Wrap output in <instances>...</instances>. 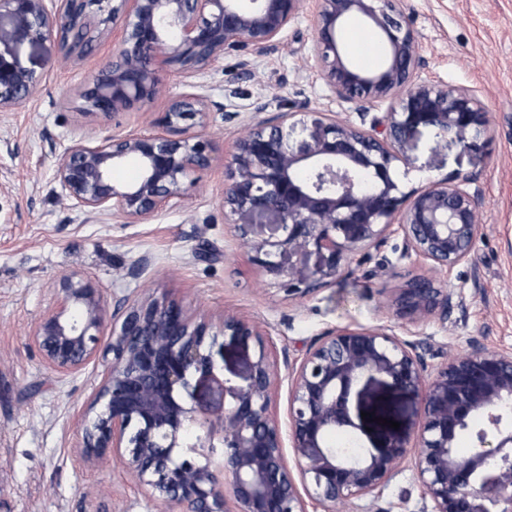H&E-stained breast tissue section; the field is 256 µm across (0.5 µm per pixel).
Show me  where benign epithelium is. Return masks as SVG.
<instances>
[{
  "mask_svg": "<svg viewBox=\"0 0 512 512\" xmlns=\"http://www.w3.org/2000/svg\"><path fill=\"white\" fill-rule=\"evenodd\" d=\"M112 4L117 31L112 61L81 89L88 114L109 119L160 91L157 62L201 73L229 49L268 50L282 43L302 0H0V46L55 37L67 57L84 56L108 35L94 5ZM314 57L334 96L360 107L395 101L370 125L330 111L283 112L252 122L236 137L222 207L225 223L248 249L261 276L305 297L336 281L347 255L377 243L394 223L406 247L434 269L467 261L480 223L477 194L465 184L433 180L402 191L395 179L405 148L421 127H435L469 151L481 149L486 109L473 90L417 81L422 61L405 21L403 0H316ZM359 16L382 38L387 63L362 71L344 57L342 24ZM41 73L12 51L0 52V112H10L40 87ZM233 122L240 112L205 93L173 98L156 125L160 133L79 141L59 156L55 178L66 198L91 215L137 223L173 206L183 181L210 166L206 136L212 114ZM302 125V138L296 125ZM135 160L138 177L119 187L114 168ZM366 176L372 188L363 189ZM453 293L431 276L405 281L389 301L401 324L448 323ZM100 290L74 274L58 283L55 305L34 325L31 341L61 375L82 370L97 354L113 362L84 414L80 455L94 465L119 456L126 473L152 488L161 504L186 512H323L380 494L408 455L431 512H512V350L479 342L428 368L425 341L408 342L384 328L334 329L313 340L288 367V428L274 412L278 361L263 330L235 314L193 315L177 300L112 301V331L104 332ZM229 335L258 346L247 384L219 381L216 341ZM200 375L221 387V439L183 437L207 422L208 409L179 400ZM422 393L417 430L369 431L361 412L370 385ZM341 430L361 453L330 445ZM465 435L475 445L461 456ZM290 444L298 471L288 466ZM223 448L220 459L202 448Z\"/></svg>",
  "mask_w": 512,
  "mask_h": 512,
  "instance_id": "obj_1",
  "label": "benign epithelium"
}]
</instances>
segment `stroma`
Returning <instances> with one entry per match:
<instances>
[{
    "mask_svg": "<svg viewBox=\"0 0 512 512\" xmlns=\"http://www.w3.org/2000/svg\"><path fill=\"white\" fill-rule=\"evenodd\" d=\"M405 18L422 60V80L474 90L488 113L487 144L464 150L432 127L413 136L407 163L396 177L403 191L448 178L469 180L478 192L480 224L468 261L436 273L462 302L448 325L431 319L399 326L387 308L396 288L428 265L406 248L399 225L374 245L351 254L335 283L306 297L288 295L259 276L248 250L224 222L222 197L238 127L214 114L206 131L210 167L185 180L175 206L129 224L118 216L92 217L66 200L55 178L57 153L76 141L112 134L156 132V118L171 97L185 92L234 104L250 117L253 103L265 117L330 110L359 122L358 105L334 98L313 54L315 2L302 10L279 48L230 50L201 74L160 63L161 90L139 108L112 119L80 112L78 92L110 61L111 42L79 59L64 58L56 41L17 45L21 62L43 81L13 111L0 112V512H158L150 487L107 458L89 466L78 454L79 424L111 365L96 357L75 374L60 375L42 361L30 331L52 306L61 276L90 279L105 299L183 301L191 313L249 317L267 333L269 349L290 360L307 344L342 327L394 329L406 341L430 338L441 355L468 351L477 341L512 349V0H404ZM251 74L243 76L241 65ZM57 152H50L47 138ZM149 258L138 268L141 258ZM224 346L219 375L245 384L256 344L218 336ZM372 416L401 427L421 420V395L373 385ZM364 512H429L411 462H404Z\"/></svg>",
    "mask_w": 512,
    "mask_h": 512,
    "instance_id": "35a3bbf8",
    "label": "stroma"
}]
</instances>
